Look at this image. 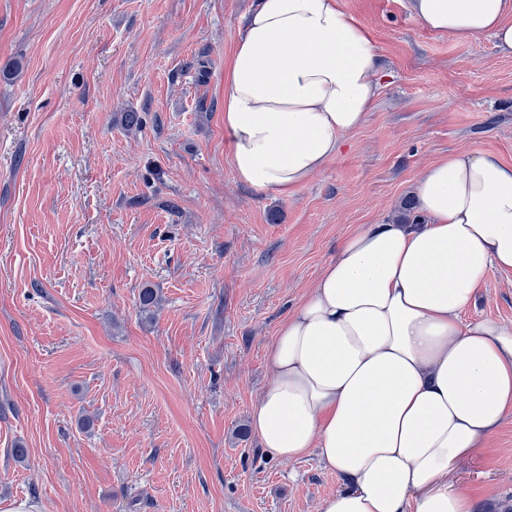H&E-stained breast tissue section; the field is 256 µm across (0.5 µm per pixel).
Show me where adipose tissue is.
<instances>
[{
	"label": "adipose tissue",
	"instance_id": "ef3b65f1",
	"mask_svg": "<svg viewBox=\"0 0 512 512\" xmlns=\"http://www.w3.org/2000/svg\"><path fill=\"white\" fill-rule=\"evenodd\" d=\"M429 30L491 34L512 54V0H412ZM376 53L338 0H256L224 77L236 180L287 198L362 126ZM422 224H363L281 323L252 412L264 448L310 454L345 485L322 512H477L448 483L512 414V325L462 314L512 271V164L458 152L428 167Z\"/></svg>",
	"mask_w": 512,
	"mask_h": 512
}]
</instances>
